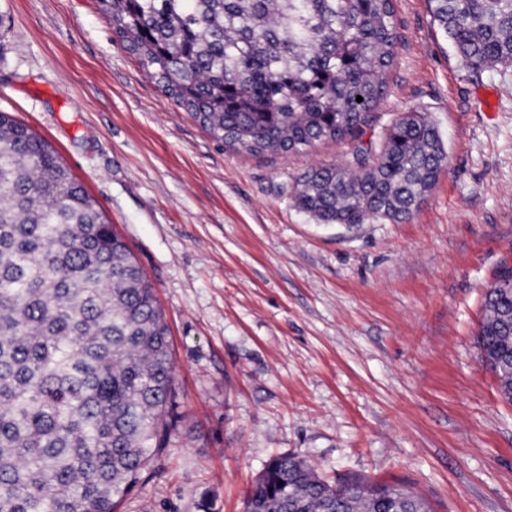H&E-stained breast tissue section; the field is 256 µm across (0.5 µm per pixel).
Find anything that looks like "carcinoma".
Listing matches in <instances>:
<instances>
[{
  "instance_id": "1",
  "label": "carcinoma",
  "mask_w": 512,
  "mask_h": 512,
  "mask_svg": "<svg viewBox=\"0 0 512 512\" xmlns=\"http://www.w3.org/2000/svg\"><path fill=\"white\" fill-rule=\"evenodd\" d=\"M426 2L470 76L512 64V0ZM99 3L148 74L238 153L358 138L395 63L393 0ZM446 163L428 113L409 112L292 195L318 224H400ZM483 307L482 358L512 402V288L485 289ZM173 382L169 326L130 247L57 151L0 112V512H115L163 448ZM243 507L429 512L399 484L334 485L295 455L272 458Z\"/></svg>"
}]
</instances>
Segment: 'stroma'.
<instances>
[{
  "label": "stroma",
  "mask_w": 512,
  "mask_h": 512,
  "mask_svg": "<svg viewBox=\"0 0 512 512\" xmlns=\"http://www.w3.org/2000/svg\"><path fill=\"white\" fill-rule=\"evenodd\" d=\"M378 125L413 111L448 163L407 222L315 223L299 154L232 152L125 50L98 0H0V111L59 153L157 290L175 419L116 512H243L295 453L434 512H512V403L480 357L482 295L512 263V64L469 79L425 0H394Z\"/></svg>",
  "instance_id": "stroma-1"
}]
</instances>
